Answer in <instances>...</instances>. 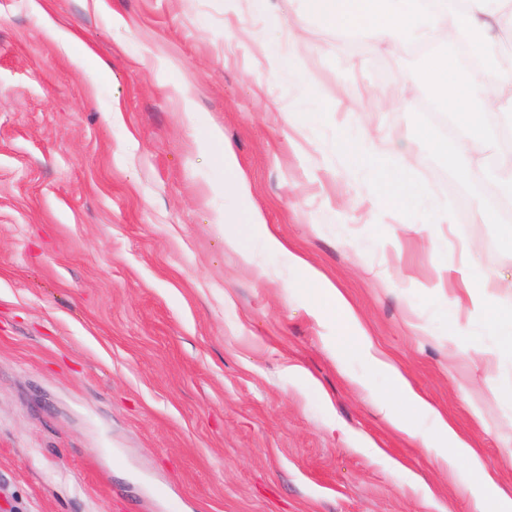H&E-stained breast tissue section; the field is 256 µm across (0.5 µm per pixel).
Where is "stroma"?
Returning a JSON list of instances; mask_svg holds the SVG:
<instances>
[{
	"label": "stroma",
	"mask_w": 512,
	"mask_h": 512,
	"mask_svg": "<svg viewBox=\"0 0 512 512\" xmlns=\"http://www.w3.org/2000/svg\"><path fill=\"white\" fill-rule=\"evenodd\" d=\"M268 8L280 28L251 0H0V512L512 500V354L468 308L472 282L512 308L487 173L391 107L417 77L404 47L354 53L305 0ZM359 121L402 151L413 205L382 200L384 166L337 153ZM224 149L247 201L224 192ZM253 209L430 403L397 407L426 442L378 414L392 377L310 314L313 285L247 229ZM439 414L496 489L448 467Z\"/></svg>",
	"instance_id": "stroma-1"
}]
</instances>
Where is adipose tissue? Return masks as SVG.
<instances>
[{
  "mask_svg": "<svg viewBox=\"0 0 512 512\" xmlns=\"http://www.w3.org/2000/svg\"><path fill=\"white\" fill-rule=\"evenodd\" d=\"M312 16L334 28L364 29L382 41L416 44L429 41L446 22H453L457 34L464 36L479 71L460 68L455 58L433 53L420 61L418 82L407 84L396 104L405 107L428 90L437 105L452 117L459 130L457 150L464 156L491 151L496 155V174L503 190L512 196V152L499 144V133L488 121L492 110L512 96V38L499 34L498 17L504 0H473L464 11L452 14L448 0H308ZM248 225L262 234L267 247L288 256V263L316 287L312 314L335 327L342 335L361 339L364 333L357 316L338 288L322 279L319 272L286 246L264 223L258 212H250ZM438 426L448 440V464L467 465L481 483L492 484L474 448L462 440L446 420Z\"/></svg>",
  "mask_w": 512,
  "mask_h": 512,
  "instance_id": "adipose-tissue-1",
  "label": "adipose tissue"
}]
</instances>
